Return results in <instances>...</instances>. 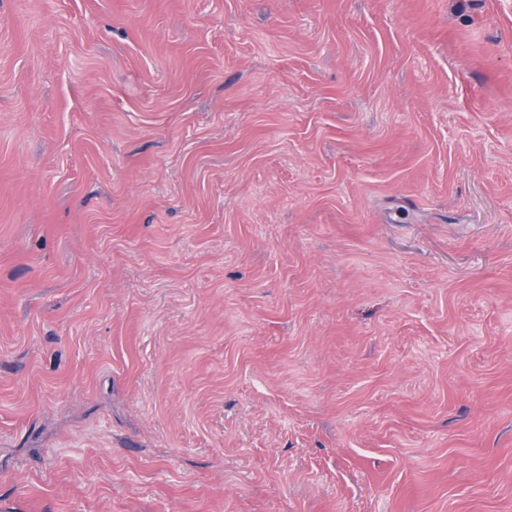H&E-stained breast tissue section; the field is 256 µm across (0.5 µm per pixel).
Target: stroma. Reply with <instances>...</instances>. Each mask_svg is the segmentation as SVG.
I'll list each match as a JSON object with an SVG mask.
<instances>
[{"mask_svg": "<svg viewBox=\"0 0 512 512\" xmlns=\"http://www.w3.org/2000/svg\"><path fill=\"white\" fill-rule=\"evenodd\" d=\"M0 512H512V0H0Z\"/></svg>", "mask_w": 512, "mask_h": 512, "instance_id": "35a3bbf8", "label": "stroma"}]
</instances>
